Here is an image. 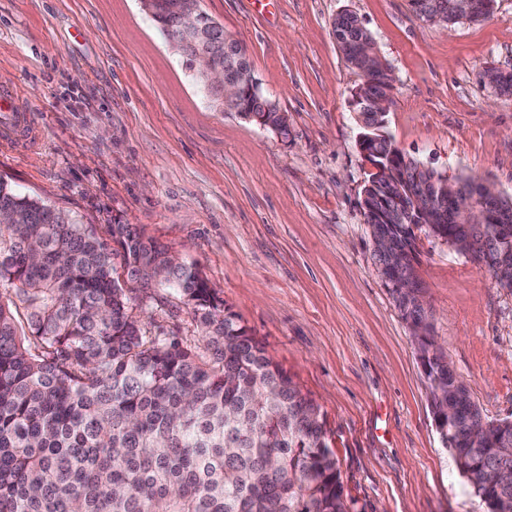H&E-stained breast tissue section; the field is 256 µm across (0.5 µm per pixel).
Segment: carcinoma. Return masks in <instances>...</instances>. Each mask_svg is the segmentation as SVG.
Returning a JSON list of instances; mask_svg holds the SVG:
<instances>
[{
	"label": "carcinoma",
	"mask_w": 512,
	"mask_h": 512,
	"mask_svg": "<svg viewBox=\"0 0 512 512\" xmlns=\"http://www.w3.org/2000/svg\"><path fill=\"white\" fill-rule=\"evenodd\" d=\"M434 3L456 23L455 0ZM179 0H149L144 10L164 36L178 24ZM332 33L347 63L362 73L357 107L370 161L388 169L371 179L362 208L371 237L401 250L391 281L417 279L416 222L410 195L427 167L382 131L373 101L393 90L378 67L355 55L367 34L351 13ZM242 43L215 28L210 51L244 85L255 80ZM480 183L457 177L458 198L438 203L428 234L489 271L512 264V198L493 224H461L456 206ZM0 512H348L320 406L266 354L239 317L192 264L132 224L108 226L110 241L70 214L0 180ZM121 259L117 274L114 258ZM187 306L199 332L190 341L152 332L132 312L142 267ZM405 320L425 319L416 290L392 288ZM433 420L459 474L484 503L503 512L512 484V420L486 423L466 384L428 335L418 337Z\"/></svg>",
	"instance_id": "cac0c4a2"
}]
</instances>
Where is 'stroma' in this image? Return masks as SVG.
<instances>
[{"instance_id":"obj_1","label":"stroma","mask_w":512,"mask_h":512,"mask_svg":"<svg viewBox=\"0 0 512 512\" xmlns=\"http://www.w3.org/2000/svg\"><path fill=\"white\" fill-rule=\"evenodd\" d=\"M241 41L288 134L216 108L141 0H0V89L33 137L0 140V179L107 237L134 224L196 265L321 407L351 512H483L444 448L417 342L373 256L358 149L362 82L332 35L354 13L394 76L403 153L512 197V0L482 20H420L408 0H200ZM431 334L486 420L512 419V289L416 235ZM147 327L194 338L161 287L131 294Z\"/></svg>"}]
</instances>
